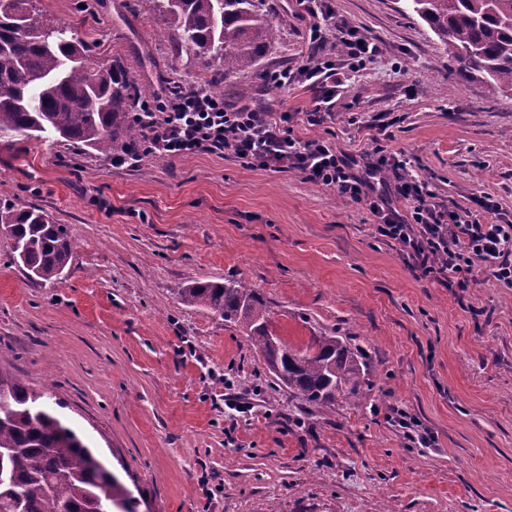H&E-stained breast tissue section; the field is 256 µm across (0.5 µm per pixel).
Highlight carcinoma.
I'll use <instances>...</instances> for the list:
<instances>
[{
    "label": "carcinoma",
    "mask_w": 512,
    "mask_h": 512,
    "mask_svg": "<svg viewBox=\"0 0 512 512\" xmlns=\"http://www.w3.org/2000/svg\"><path fill=\"white\" fill-rule=\"evenodd\" d=\"M178 44L224 68L227 78L253 70L288 17L273 20L263 0H154ZM413 11L444 50L475 80L512 96V0H410ZM31 0H0V137L50 134L85 153L105 157L144 137L130 116L142 91L119 61L87 54L65 23L21 33ZM0 232L13 241L15 262L27 277L61 278L74 239L44 210L0 203ZM181 301L209 309L243 327L275 379L312 408L359 391L360 361L337 336H314L295 349L270 328L255 289L235 279L196 281ZM0 512H112L128 489L76 430L56 414L46 390L0 371Z\"/></svg>",
    "instance_id": "cac0c4a2"
}]
</instances>
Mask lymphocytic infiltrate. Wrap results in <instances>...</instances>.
<instances>
[{"label": "lymphocytic infiltrate", "instance_id": "1", "mask_svg": "<svg viewBox=\"0 0 512 512\" xmlns=\"http://www.w3.org/2000/svg\"><path fill=\"white\" fill-rule=\"evenodd\" d=\"M296 4L299 15L308 21V53L297 67L266 71L263 80L278 88L305 85L313 99L302 120L320 127L335 120L337 97L381 49L358 27L337 22L328 0H296ZM332 28L341 45L337 54L324 47L325 33ZM135 118L145 126L147 137L118 156L115 166L137 164L149 154L178 157L203 151L228 155L251 167L296 171L305 180L365 206L376 235L398 245L415 278L463 288L476 272L485 270L512 288V219L481 196L473 207L448 209L428 180L411 174L408 159L383 144L349 155L324 137L298 136L291 113L249 105L231 108L192 84L144 100ZM383 173L393 180V194L376 188L375 179Z\"/></svg>", "mask_w": 512, "mask_h": 512}]
</instances>
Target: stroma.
<instances>
[{
    "label": "stroma",
    "mask_w": 512,
    "mask_h": 512,
    "mask_svg": "<svg viewBox=\"0 0 512 512\" xmlns=\"http://www.w3.org/2000/svg\"><path fill=\"white\" fill-rule=\"evenodd\" d=\"M101 61L160 96L204 84L205 60L161 37L153 0H33ZM258 69L224 81L231 105L309 108L264 71L298 66L306 20L295 0ZM380 45L336 104L297 135L349 154L378 130L351 113H393L387 141L448 207L487 195L512 218V99L461 71L406 0H332ZM0 202L67 225L72 261L29 279L0 234V370L49 390L62 418L139 502L138 512H512V288L415 279L369 212L300 175L207 152L116 168L55 138L0 140ZM245 281L288 344L335 335L363 362L357 397L308 407L270 374L242 327L189 307L195 281ZM402 410L434 438L410 441Z\"/></svg>",
    "instance_id": "35a3bbf8"
}]
</instances>
